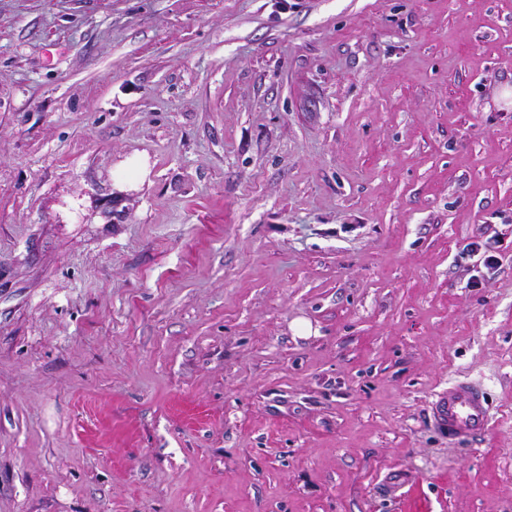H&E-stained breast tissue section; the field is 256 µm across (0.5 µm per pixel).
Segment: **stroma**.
<instances>
[{
	"label": "stroma",
	"mask_w": 512,
	"mask_h": 512,
	"mask_svg": "<svg viewBox=\"0 0 512 512\" xmlns=\"http://www.w3.org/2000/svg\"><path fill=\"white\" fill-rule=\"evenodd\" d=\"M506 86L512 0H0V512H512ZM497 240L492 237L485 240L472 242L467 245V252L470 254L480 253L483 265L487 269H493L499 264V257L496 249ZM434 427L448 439H472L484 434L492 416L485 391L467 381H455L440 391L432 403Z\"/></svg>",
	"instance_id": "1"
}]
</instances>
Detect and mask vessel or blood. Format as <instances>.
<instances>
[{
  "mask_svg": "<svg viewBox=\"0 0 512 512\" xmlns=\"http://www.w3.org/2000/svg\"><path fill=\"white\" fill-rule=\"evenodd\" d=\"M434 427L449 439H471L484 434L492 416L485 391L473 383L456 381L440 391L432 406Z\"/></svg>",
  "mask_w": 512,
  "mask_h": 512,
  "instance_id": "1",
  "label": "vessel or blood"
}]
</instances>
